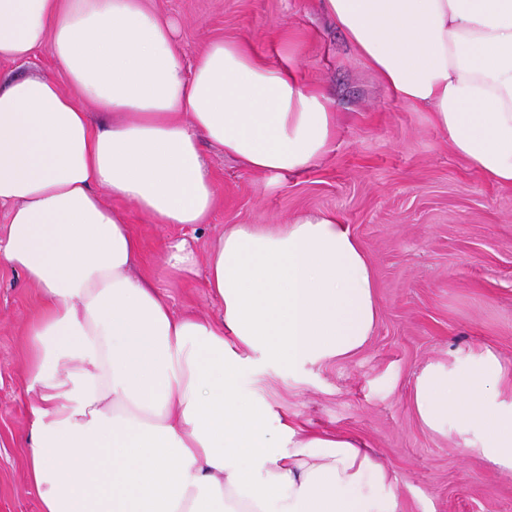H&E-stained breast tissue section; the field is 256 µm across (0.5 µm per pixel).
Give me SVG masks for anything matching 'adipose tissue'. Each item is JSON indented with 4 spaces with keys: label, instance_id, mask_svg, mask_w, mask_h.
<instances>
[{
    "label": "adipose tissue",
    "instance_id": "1",
    "mask_svg": "<svg viewBox=\"0 0 512 512\" xmlns=\"http://www.w3.org/2000/svg\"><path fill=\"white\" fill-rule=\"evenodd\" d=\"M392 95L426 109L481 176L512 186V0H320ZM49 47L68 84L0 81V265L45 306L27 328L28 479L40 512H398L394 482L357 438L305 431L243 379L252 356L343 359L379 309L342 215L234 224L205 285L222 322L174 315L137 272L120 208L206 223L203 143L246 169L297 174L332 149L323 89L244 38L184 69L176 25L146 0H0V59ZM491 350L416 378L429 432L512 471V397Z\"/></svg>",
    "mask_w": 512,
    "mask_h": 512
}]
</instances>
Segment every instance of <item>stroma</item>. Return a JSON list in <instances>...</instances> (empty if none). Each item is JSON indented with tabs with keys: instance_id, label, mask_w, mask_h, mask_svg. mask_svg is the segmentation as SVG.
Returning a JSON list of instances; mask_svg holds the SVG:
<instances>
[{
	"instance_id": "35a3bbf8",
	"label": "stroma",
	"mask_w": 512,
	"mask_h": 512,
	"mask_svg": "<svg viewBox=\"0 0 512 512\" xmlns=\"http://www.w3.org/2000/svg\"><path fill=\"white\" fill-rule=\"evenodd\" d=\"M178 27L192 63L216 38H247L323 88L336 111L332 151L300 174L247 170L205 146L217 206L190 230L126 216L140 265L175 313L218 318L205 271L163 268L184 238L198 258L229 224H285L312 211L343 215L373 270L379 319L350 358L304 368L257 362L256 397L313 430L358 436L396 479L399 512H512V472L465 451L454 433L426 430L411 409L416 376L473 348L512 368V187L477 174L428 112L395 99L320 10L318 0H150ZM43 309L20 272L0 267V512H39L27 479L29 409L25 328Z\"/></svg>"
}]
</instances>
